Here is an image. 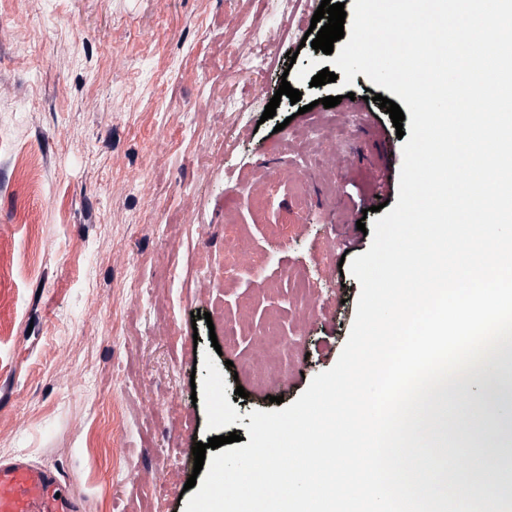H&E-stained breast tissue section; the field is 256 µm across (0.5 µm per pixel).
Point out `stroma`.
Listing matches in <instances>:
<instances>
[{
  "label": "stroma",
  "instance_id": "1",
  "mask_svg": "<svg viewBox=\"0 0 512 512\" xmlns=\"http://www.w3.org/2000/svg\"><path fill=\"white\" fill-rule=\"evenodd\" d=\"M320 3L0 0V458L58 472L84 512H184L195 443L247 436L340 356L360 292L340 259L371 245L360 201L397 200L403 142L375 100L321 106ZM284 79L299 105L263 119ZM311 132L359 162L311 166ZM271 325L285 381L260 387ZM454 441L468 482L512 469V421Z\"/></svg>",
  "mask_w": 512,
  "mask_h": 512
}]
</instances>
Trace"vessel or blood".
Wrapping results in <instances>:
<instances>
[{"label": "vessel or blood", "mask_w": 512, "mask_h": 512, "mask_svg": "<svg viewBox=\"0 0 512 512\" xmlns=\"http://www.w3.org/2000/svg\"><path fill=\"white\" fill-rule=\"evenodd\" d=\"M69 486L25 456L0 459V512H82Z\"/></svg>", "instance_id": "1"}]
</instances>
